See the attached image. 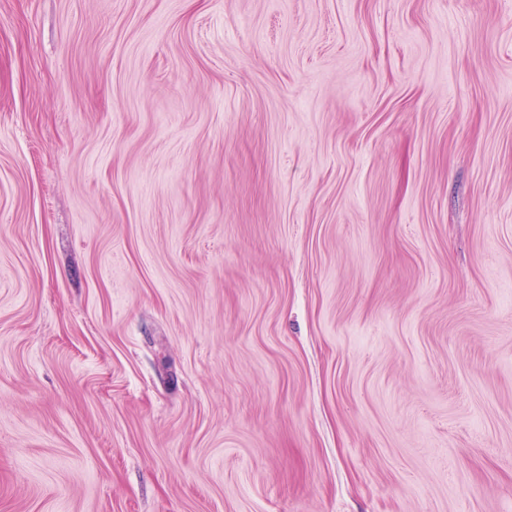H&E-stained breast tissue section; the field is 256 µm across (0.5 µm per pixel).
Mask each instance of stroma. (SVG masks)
Wrapping results in <instances>:
<instances>
[{"label":"stroma","mask_w":512,"mask_h":512,"mask_svg":"<svg viewBox=\"0 0 512 512\" xmlns=\"http://www.w3.org/2000/svg\"><path fill=\"white\" fill-rule=\"evenodd\" d=\"M0 512H512V0H0Z\"/></svg>","instance_id":"1"}]
</instances>
